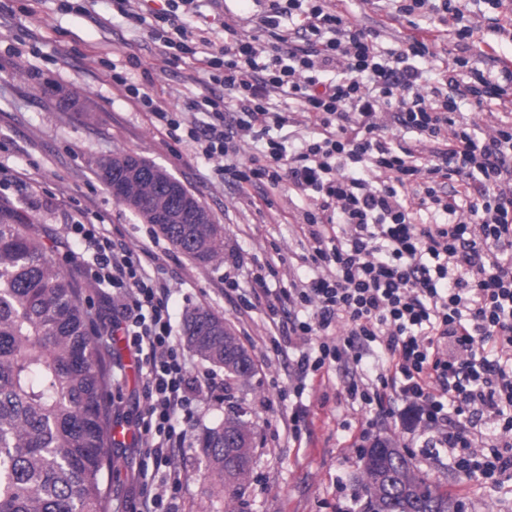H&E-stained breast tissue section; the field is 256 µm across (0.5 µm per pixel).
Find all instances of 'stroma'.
<instances>
[{
  "label": "stroma",
  "instance_id": "obj_1",
  "mask_svg": "<svg viewBox=\"0 0 512 512\" xmlns=\"http://www.w3.org/2000/svg\"><path fill=\"white\" fill-rule=\"evenodd\" d=\"M79 2L83 11L70 12L62 10V0H0V204L32 223L53 259L83 285L93 325L109 326L112 290L92 285L86 276L78 258L81 247L69 232L75 219L104 225L109 236L139 255L145 269L169 288L174 322L193 308L210 309L223 316L253 356L257 372L251 385L228 390L222 387V368L196 354L187 356L190 369L209 371L217 387L187 421L190 439L176 451L174 465L183 484L176 512H224L195 435L237 405L250 410L254 424L253 474L240 496L241 512H360L365 497L355 443L368 422L374 437L394 439L413 466L462 502L465 512H512V480L496 486L461 483L446 452L430 454L410 441L408 420H394L384 410L369 415L348 402L344 389L350 377L343 370H323L302 396H295L296 350L284 341L271 345L277 329L267 310L244 308L236 295L225 294L224 280L236 278L249 289L261 273L269 287L284 288L289 279L305 277L299 257L308 243L297 222L306 199L275 192L271 205H248L235 183L215 176L212 162L190 144L170 139L113 82V74L121 73L162 106L180 111L184 124L196 122L186 105L202 91L208 74L200 61L168 64L155 55L150 29L164 0H133L132 20L113 15L112 0ZM336 3L376 30L383 47H396L410 32L406 21L387 17L380 0ZM262 10L258 0H204L186 24L218 43L225 24L235 23L264 45L268 35L255 22ZM61 89L78 92L90 101L91 111L63 108ZM118 153L145 158L199 199L224 229L222 262L197 264L113 197L94 168L96 161ZM101 355L112 378L110 422L122 432L107 450L112 460L108 512H137L143 463L138 362L120 340L108 342ZM298 405L304 417L296 425L292 412Z\"/></svg>",
  "mask_w": 512,
  "mask_h": 512
}]
</instances>
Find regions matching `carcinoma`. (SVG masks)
<instances>
[{
  "instance_id": "carcinoma-1",
  "label": "carcinoma",
  "mask_w": 512,
  "mask_h": 512,
  "mask_svg": "<svg viewBox=\"0 0 512 512\" xmlns=\"http://www.w3.org/2000/svg\"><path fill=\"white\" fill-rule=\"evenodd\" d=\"M139 160L119 153L98 162L96 174L110 188L112 169ZM117 200L200 265L223 258L224 228L178 218L166 187L152 178L124 181ZM183 337L193 353L224 368V386L254 376L253 357L212 311L189 312ZM110 388L78 284L39 235L0 210V512H107ZM197 442L224 512H237L251 473L249 422L232 409L203 427ZM374 447L378 454L367 448L361 457L366 512H461L392 441Z\"/></svg>"
}]
</instances>
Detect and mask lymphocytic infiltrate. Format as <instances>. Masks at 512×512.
Wrapping results in <instances>:
<instances>
[{"mask_svg": "<svg viewBox=\"0 0 512 512\" xmlns=\"http://www.w3.org/2000/svg\"><path fill=\"white\" fill-rule=\"evenodd\" d=\"M199 2L167 0L151 38L167 62L206 49L211 84L187 104L205 123L183 127L143 88L112 80L170 138L215 161L221 179L263 199H310L302 260L313 273L278 292L254 289L248 302L274 316L287 309L282 327L301 346L295 392L322 369L347 368L349 401L379 408L395 394L413 435L444 449L463 479L511 477L512 116L494 111L511 95L512 68L473 61L475 29L460 0H388L394 18L454 22L458 53L448 62L431 27L386 51L332 0H270L258 25L271 50L229 23L217 46L183 23ZM274 93L299 106L313 135L291 146L275 138L295 118L273 107ZM249 139L261 149L247 157ZM71 231L93 258L92 282L114 290L112 330L140 361L139 441L153 471L140 512H172L182 485L172 457L212 378L188 368L170 291L133 250L93 224Z\"/></svg>", "mask_w": 512, "mask_h": 512, "instance_id": "obj_1", "label": "lymphocytic infiltrate"}]
</instances>
